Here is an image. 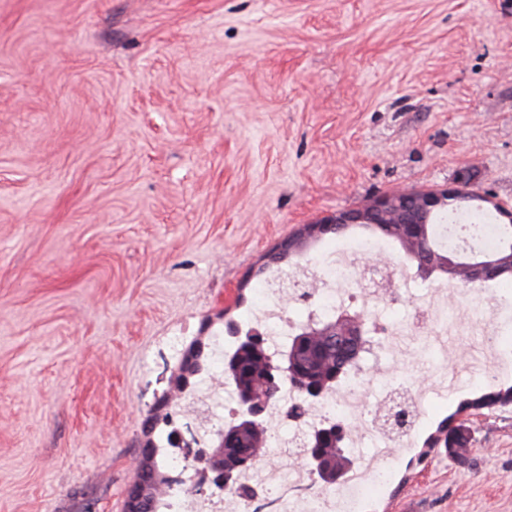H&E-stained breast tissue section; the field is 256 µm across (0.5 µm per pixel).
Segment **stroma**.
I'll list each match as a JSON object with an SVG mask.
<instances>
[{
  "instance_id": "stroma-1",
  "label": "stroma",
  "mask_w": 512,
  "mask_h": 512,
  "mask_svg": "<svg viewBox=\"0 0 512 512\" xmlns=\"http://www.w3.org/2000/svg\"><path fill=\"white\" fill-rule=\"evenodd\" d=\"M462 171L512 204V0H0V512H124L146 439L169 475V428L196 437L184 351L233 352L273 248ZM509 386L495 363L434 402L373 512H512V405L473 416L471 466L425 445ZM203 357L204 344L201 341L193 343L186 349L182 356L181 363L175 378V388L179 387L181 390L187 389L189 377L193 371L201 366ZM203 369L204 362L201 369L195 375L199 374Z\"/></svg>"
}]
</instances>
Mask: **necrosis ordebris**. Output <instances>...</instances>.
Returning a JSON list of instances; mask_svg holds the SVG:
<instances>
[{"label":"necrosis or debris","mask_w":512,"mask_h":512,"mask_svg":"<svg viewBox=\"0 0 512 512\" xmlns=\"http://www.w3.org/2000/svg\"><path fill=\"white\" fill-rule=\"evenodd\" d=\"M382 251L379 243L358 239L345 244L328 267L306 266L299 273L295 288L282 289L281 276H274L260 287L270 304L255 313L256 325L262 328L268 341L274 343L286 340L290 332L300 326L288 313L292 303L304 308L310 319L360 302L398 303L399 288L390 264L364 262L365 256ZM499 308L497 295L476 300L471 291L439 284L432 288L426 303L396 318L369 314L365 324L369 332L381 337L388 351L408 349L410 340L419 338L424 343V352L432 358L444 359L452 355L468 359L467 370L477 377L491 360L503 355L501 329L496 322ZM451 331L460 336V345L449 346L447 334ZM451 395L444 381L435 390L427 386L401 385L379 395L372 389L366 371L359 367L341 389L310 408L304 423L300 424L282 413L283 404L300 400L295 389L285 388L279 402L267 409V426L273 447L280 456L294 460L295 465L288 470L268 464L247 469L240 473L239 481L256 488L259 497H275L281 512H336L335 494L305 493L312 475L299 461L305 455L311 426L347 420L352 425L347 445L359 449L360 454L358 467L347 476L343 491L347 512H359L369 488L383 485L390 478V468L402 445L401 438L390 434L382 424L385 410L394 400H404L410 410L411 426L416 429L433 398L447 399ZM233 403L231 392L209 385L191 394L187 408L199 420L200 430L206 435L213 431L216 419L234 414ZM162 496L175 500L176 512H243L245 507L244 501L233 493L180 495L170 489L163 491Z\"/></svg>","instance_id":"4bbe7bcc"}]
</instances>
